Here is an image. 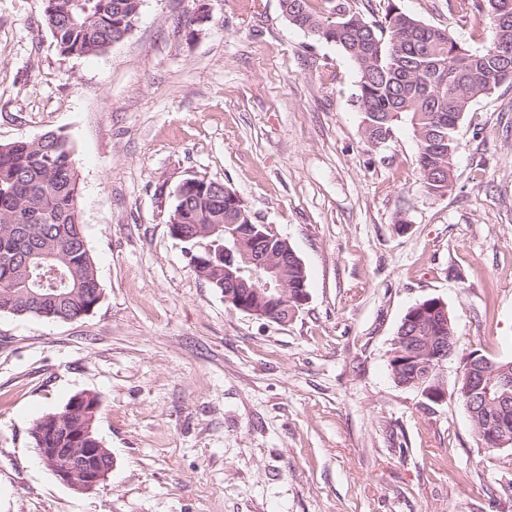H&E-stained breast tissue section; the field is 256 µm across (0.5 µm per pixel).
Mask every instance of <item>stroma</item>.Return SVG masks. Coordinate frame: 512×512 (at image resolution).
Masks as SVG:
<instances>
[{"label": "stroma", "mask_w": 512, "mask_h": 512, "mask_svg": "<svg viewBox=\"0 0 512 512\" xmlns=\"http://www.w3.org/2000/svg\"><path fill=\"white\" fill-rule=\"evenodd\" d=\"M480 50L489 22L393 0ZM43 0H0V143L75 148L102 288L73 321L0 314V512H512V447L488 453L453 392L462 354L512 360V79L459 122L454 188L427 192L408 123L362 136L359 71L280 0H144L100 56L61 54ZM223 182L307 271L285 324L227 303L169 232L186 178ZM448 305L447 401L394 382L409 307ZM100 395L114 467L59 483L33 421Z\"/></svg>", "instance_id": "obj_1"}]
</instances>
